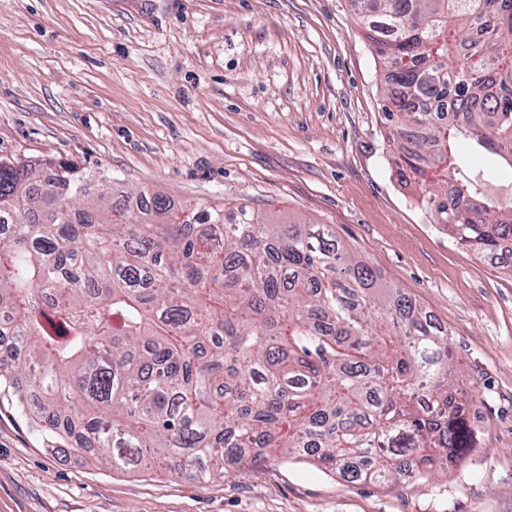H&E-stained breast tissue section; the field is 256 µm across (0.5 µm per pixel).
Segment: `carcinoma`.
I'll return each mask as SVG.
<instances>
[{
  "label": "carcinoma",
  "instance_id": "1",
  "mask_svg": "<svg viewBox=\"0 0 512 512\" xmlns=\"http://www.w3.org/2000/svg\"><path fill=\"white\" fill-rule=\"evenodd\" d=\"M393 165L432 223L512 262V0H355ZM477 153L463 156L456 142ZM0 406L51 448L205 482L272 455L422 482L475 448L448 330L336 237L0 158Z\"/></svg>",
  "mask_w": 512,
  "mask_h": 512
}]
</instances>
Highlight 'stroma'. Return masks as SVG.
Here are the masks:
<instances>
[{
  "label": "stroma",
  "mask_w": 512,
  "mask_h": 512,
  "mask_svg": "<svg viewBox=\"0 0 512 512\" xmlns=\"http://www.w3.org/2000/svg\"><path fill=\"white\" fill-rule=\"evenodd\" d=\"M384 104L352 0H0V158L333 225L447 326L484 433L443 495L297 458L199 483L44 448L5 407L0 512H512V269L398 182Z\"/></svg>",
  "instance_id": "obj_1"
}]
</instances>
